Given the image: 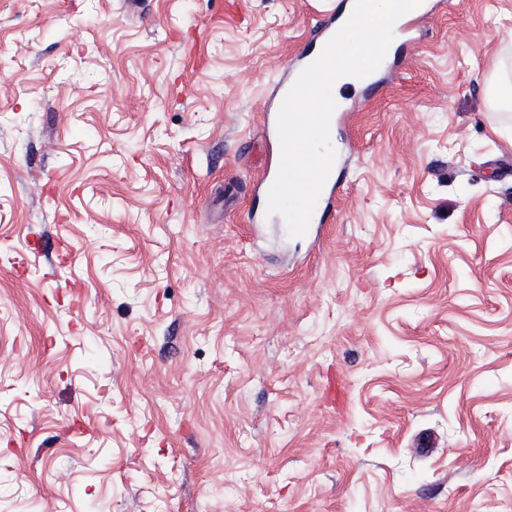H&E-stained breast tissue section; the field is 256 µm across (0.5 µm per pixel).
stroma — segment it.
Returning a JSON list of instances; mask_svg holds the SVG:
<instances>
[{"instance_id":"obj_1","label":"stroma","mask_w":512,"mask_h":512,"mask_svg":"<svg viewBox=\"0 0 512 512\" xmlns=\"http://www.w3.org/2000/svg\"><path fill=\"white\" fill-rule=\"evenodd\" d=\"M345 0H0V512H512V0L335 93L320 245L263 112ZM331 172L333 173L331 174ZM331 172L319 195L315 210L309 222L307 233H311L315 227L316 231H318L319 227L324 225L320 224L322 215L332 210L336 205V185L333 182L336 173V158Z\"/></svg>"}]
</instances>
